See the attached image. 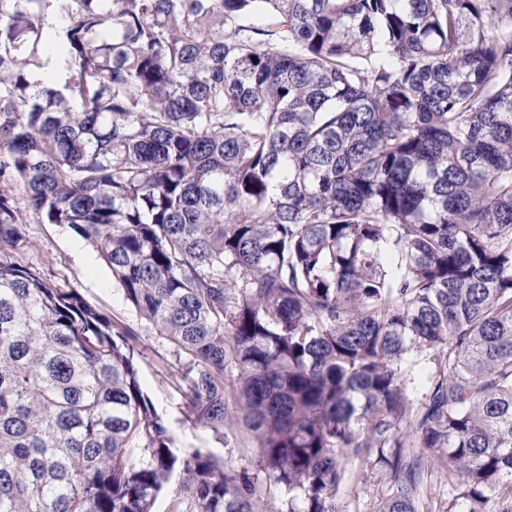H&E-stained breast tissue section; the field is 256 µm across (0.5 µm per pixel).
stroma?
Listing matches in <instances>:
<instances>
[{"instance_id": "1", "label": "stroma", "mask_w": 512, "mask_h": 512, "mask_svg": "<svg viewBox=\"0 0 512 512\" xmlns=\"http://www.w3.org/2000/svg\"><path fill=\"white\" fill-rule=\"evenodd\" d=\"M26 220L27 234L34 243L27 255L28 261L51 275L62 287L78 289L92 305L140 330V384L157 410L168 419L176 448L182 451L197 448L219 455L232 450V467L247 472L255 483L256 512H281L282 498L278 491L270 489L265 473L257 466L258 448L244 426L239 407L230 406L226 437L220 443L206 432L184 423L182 400L173 376L174 355L169 347L146 332L144 322L126 302L121 287L113 280L111 270L98 252L67 226L39 223L37 216L31 213ZM439 357L435 349L410 350L403 354L400 366L407 377L411 399H422ZM346 470L349 480L340 490L346 512H370L378 492L386 486L383 469L359 458L349 461Z\"/></svg>"}]
</instances>
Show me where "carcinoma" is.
<instances>
[{
  "instance_id": "obj_1",
  "label": "carcinoma",
  "mask_w": 512,
  "mask_h": 512,
  "mask_svg": "<svg viewBox=\"0 0 512 512\" xmlns=\"http://www.w3.org/2000/svg\"><path fill=\"white\" fill-rule=\"evenodd\" d=\"M0 0V512H255L179 453L139 333L21 260L100 253L224 443V374L282 512H512V0ZM56 51L33 89L40 52ZM441 360L419 404L398 366ZM411 450L427 457L429 464H431L432 473L430 474L429 471L424 486L423 495L425 500L434 506L435 512L448 510V501H452V499L455 498L457 491L448 486L445 472L440 467L433 465V462H430L432 458L431 453L424 452L421 448H413ZM345 468L349 481L340 490L345 512H370L376 495L386 486L385 472L366 458L349 461Z\"/></svg>"
}]
</instances>
